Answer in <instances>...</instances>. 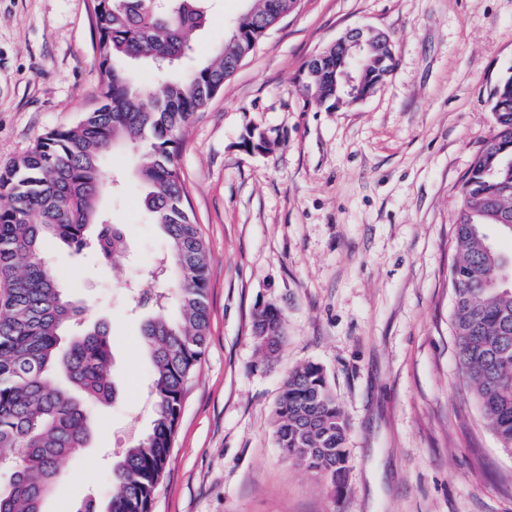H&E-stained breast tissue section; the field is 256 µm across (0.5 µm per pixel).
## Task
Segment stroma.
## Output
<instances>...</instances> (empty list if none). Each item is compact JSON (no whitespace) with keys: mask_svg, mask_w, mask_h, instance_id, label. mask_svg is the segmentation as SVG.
Instances as JSON below:
<instances>
[{"mask_svg":"<svg viewBox=\"0 0 512 512\" xmlns=\"http://www.w3.org/2000/svg\"><path fill=\"white\" fill-rule=\"evenodd\" d=\"M244 0H215L190 41L220 46ZM389 36L392 76L325 112L301 73L347 30ZM91 0H0V170L98 103ZM512 70V0H299L185 132L180 169L211 253L209 330L188 382L153 512H512V454L465 392L451 327L458 188L493 129L490 92ZM271 151L252 153L248 129ZM127 180L102 197L128 257L53 248L87 322L112 333L120 395L66 460L44 512L112 495L111 465L150 426L152 367L126 281L149 291L167 242ZM284 314L265 356L258 305ZM323 366L348 425L336 483L285 459L273 409L288 373Z\"/></svg>","mask_w":512,"mask_h":512,"instance_id":"1","label":"stroma"}]
</instances>
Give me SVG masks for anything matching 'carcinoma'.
<instances>
[{
  "label": "carcinoma",
  "mask_w": 512,
  "mask_h": 512,
  "mask_svg": "<svg viewBox=\"0 0 512 512\" xmlns=\"http://www.w3.org/2000/svg\"><path fill=\"white\" fill-rule=\"evenodd\" d=\"M210 0H93L100 76L99 105L75 126L39 137L0 171V452L19 455L18 469L0 481V512H43L64 481L61 462L90 444L94 409L114 401L118 382L106 325L84 326L83 307L65 293L45 253L54 243L89 249L113 260L127 249L122 225L98 208L121 182L101 166L116 147L137 158L143 203L167 237L154 278L161 290L141 297L150 309L141 341L152 362L149 431L112 464V498L77 512H151L167 468L183 407L208 333L206 290L210 255L186 205L179 166L186 127L224 88L252 41L294 0H255L250 15L230 24V36L211 60L187 65L189 35L202 29ZM346 49L330 47L309 60L302 87L307 103L327 110L336 97V67ZM146 61L162 76L152 90L121 68ZM395 50L370 64L363 89L388 79ZM493 130L464 174L454 223L457 257L451 270V324L465 388L501 448L512 450V283L500 277L502 255L488 246L485 228L512 221V73L490 96ZM284 457L336 483L348 463L347 424L323 368L306 364L288 374L274 411Z\"/></svg>",
  "instance_id": "1"
}]
</instances>
